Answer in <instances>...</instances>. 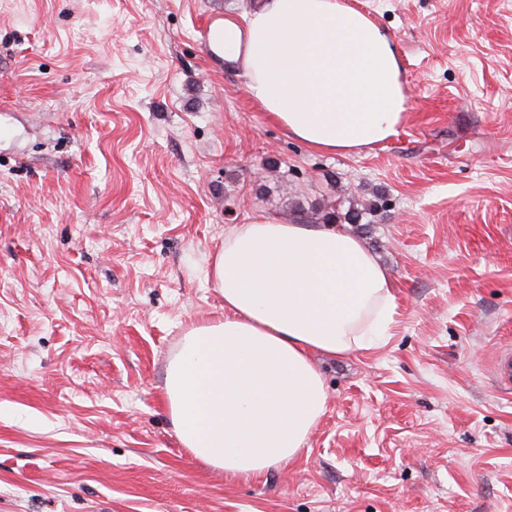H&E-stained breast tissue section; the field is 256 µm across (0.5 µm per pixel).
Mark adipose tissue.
I'll return each instance as SVG.
<instances>
[{
  "instance_id": "obj_1",
  "label": "adipose tissue",
  "mask_w": 512,
  "mask_h": 512,
  "mask_svg": "<svg viewBox=\"0 0 512 512\" xmlns=\"http://www.w3.org/2000/svg\"><path fill=\"white\" fill-rule=\"evenodd\" d=\"M224 61L286 134L349 154L398 132L408 107L391 39L349 0H261L224 18ZM222 320L193 326L165 375L174 433L232 476L295 460L326 410L311 355L372 347L391 321L387 269L347 228L256 215L209 272Z\"/></svg>"
}]
</instances>
